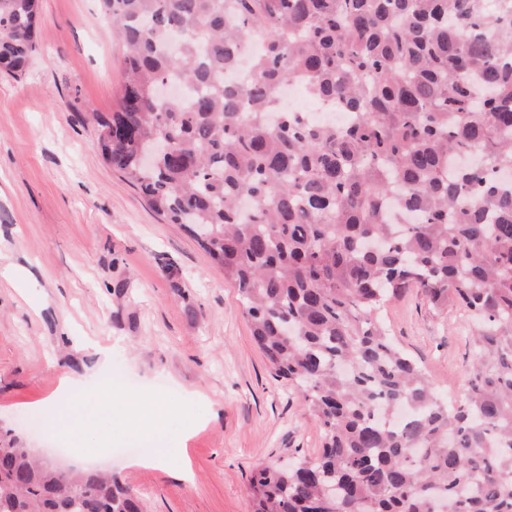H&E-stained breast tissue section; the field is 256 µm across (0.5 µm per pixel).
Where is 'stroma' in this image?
I'll list each match as a JSON object with an SVG mask.
<instances>
[{
    "label": "stroma",
    "instance_id": "1",
    "mask_svg": "<svg viewBox=\"0 0 512 512\" xmlns=\"http://www.w3.org/2000/svg\"><path fill=\"white\" fill-rule=\"evenodd\" d=\"M39 48L18 78L0 73V437L63 469L100 467L149 512H252L250 475L321 449L317 418L255 344L237 288L183 227L153 212L102 157L97 116L111 112L123 49L98 0H41ZM393 341L456 402L471 364L464 311L431 309L417 289L381 311ZM118 371L127 392L168 412L140 456L186 451L169 467L131 466L128 433L101 421L94 455L59 451L50 430L68 397Z\"/></svg>",
    "mask_w": 512,
    "mask_h": 512
}]
</instances>
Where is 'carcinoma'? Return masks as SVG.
<instances>
[{
	"mask_svg": "<svg viewBox=\"0 0 512 512\" xmlns=\"http://www.w3.org/2000/svg\"><path fill=\"white\" fill-rule=\"evenodd\" d=\"M39 0H0V67L38 50ZM123 43L104 160L201 243L240 292L322 450L259 463L253 512H512V8L487 0H102ZM263 43L254 76L227 83ZM185 98H157L171 77ZM337 101L336 127L281 111ZM165 141L171 152L142 163ZM418 288L473 322L463 399L391 341ZM117 477L0 444V512H144Z\"/></svg>",
	"mask_w": 512,
	"mask_h": 512,
	"instance_id": "carcinoma-1",
	"label": "carcinoma"
}]
</instances>
